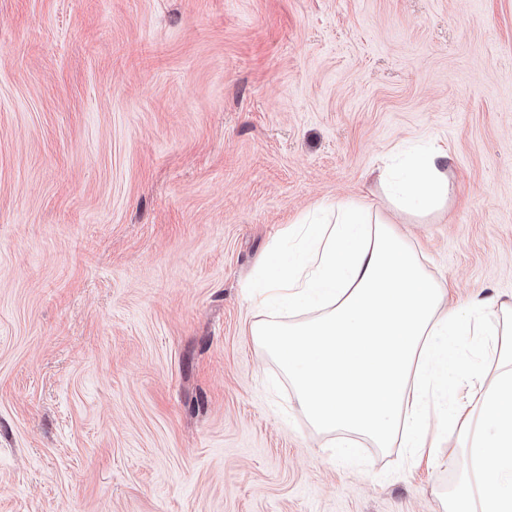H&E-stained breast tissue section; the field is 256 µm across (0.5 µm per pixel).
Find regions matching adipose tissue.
<instances>
[{
    "label": "adipose tissue",
    "instance_id": "obj_1",
    "mask_svg": "<svg viewBox=\"0 0 512 512\" xmlns=\"http://www.w3.org/2000/svg\"><path fill=\"white\" fill-rule=\"evenodd\" d=\"M448 159L426 145L385 166L379 182L393 207L441 210ZM324 212L287 229L292 250L269 254L258 298L272 315L247 336L287 373L312 426L339 434L337 455L355 456L361 437L404 448L411 463L448 434L465 466L442 512H512V303L444 310L443 284L370 203Z\"/></svg>",
    "mask_w": 512,
    "mask_h": 512
}]
</instances>
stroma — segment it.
Returning a JSON list of instances; mask_svg holds the SVG:
<instances>
[{
    "label": "stroma",
    "mask_w": 512,
    "mask_h": 512,
    "mask_svg": "<svg viewBox=\"0 0 512 512\" xmlns=\"http://www.w3.org/2000/svg\"><path fill=\"white\" fill-rule=\"evenodd\" d=\"M430 139L444 210L390 208ZM363 196L449 305L512 301V0H0V512H442L454 437L343 463L245 334Z\"/></svg>",
    "instance_id": "1"
}]
</instances>
